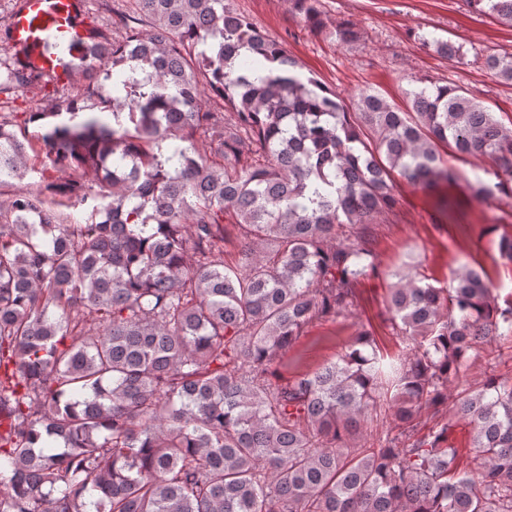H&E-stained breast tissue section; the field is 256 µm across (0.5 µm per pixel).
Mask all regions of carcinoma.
Instances as JSON below:
<instances>
[{"mask_svg":"<svg viewBox=\"0 0 512 512\" xmlns=\"http://www.w3.org/2000/svg\"><path fill=\"white\" fill-rule=\"evenodd\" d=\"M123 2L126 36L77 61L112 92L30 113L35 145L0 114V512H512L505 353L460 379L512 335L482 268L390 285L407 353L385 359L362 329L335 362L272 381L378 274L359 227L397 206L395 177L429 190L456 178L444 156L488 159L496 182L472 197L512 193V122L424 78L404 108L365 89L351 112L229 0ZM291 2L325 26L319 0ZM469 2L512 26V0ZM484 64L512 82V55ZM33 80L0 61V93ZM208 90L231 111L204 108ZM40 157V184L1 199ZM226 223L244 241L231 264ZM450 396L473 430L464 466L439 419ZM380 409L387 438L353 444Z\"/></svg>","mask_w":512,"mask_h":512,"instance_id":"cac0c4a2","label":"carcinoma"}]
</instances>
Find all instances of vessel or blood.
<instances>
[{
    "label": "vessel or blood",
    "mask_w": 512,
    "mask_h": 512,
    "mask_svg": "<svg viewBox=\"0 0 512 512\" xmlns=\"http://www.w3.org/2000/svg\"><path fill=\"white\" fill-rule=\"evenodd\" d=\"M89 28L83 0H19L11 16L9 44L23 69L64 83L71 66L61 46L85 38Z\"/></svg>",
    "instance_id": "b4317fda"
}]
</instances>
